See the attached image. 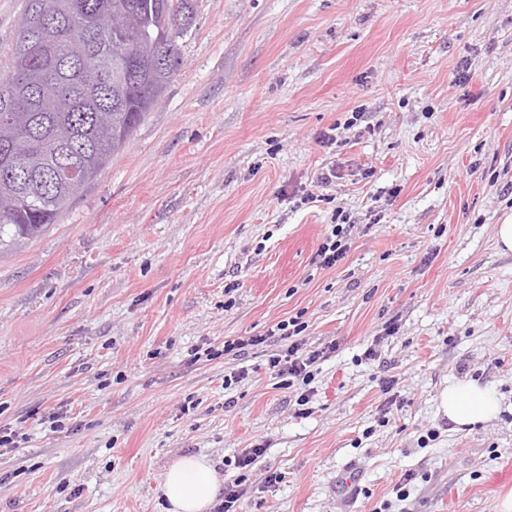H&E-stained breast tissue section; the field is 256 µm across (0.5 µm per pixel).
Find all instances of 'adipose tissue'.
<instances>
[{"mask_svg":"<svg viewBox=\"0 0 512 512\" xmlns=\"http://www.w3.org/2000/svg\"><path fill=\"white\" fill-rule=\"evenodd\" d=\"M440 408L457 425L483 423L494 418L499 402L488 387L473 382H455L441 396ZM160 491L167 512H209L222 491V481L206 457L186 455L165 471Z\"/></svg>","mask_w":512,"mask_h":512,"instance_id":"ef3b65f1","label":"adipose tissue"}]
</instances>
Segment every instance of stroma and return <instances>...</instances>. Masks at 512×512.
<instances>
[{
    "instance_id": "obj_1",
    "label": "stroma",
    "mask_w": 512,
    "mask_h": 512,
    "mask_svg": "<svg viewBox=\"0 0 512 512\" xmlns=\"http://www.w3.org/2000/svg\"><path fill=\"white\" fill-rule=\"evenodd\" d=\"M180 45L124 151L0 257V427L26 435L0 447V512H166L157 487L185 455L241 482L240 512H498L512 0H194ZM339 211L350 248L317 268ZM295 317L308 347H336L304 415L306 386L267 368L280 341L224 352ZM460 380L494 390L496 418L448 421L440 395ZM257 446L252 470L233 466Z\"/></svg>"
}]
</instances>
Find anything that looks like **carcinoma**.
<instances>
[{
  "label": "carcinoma",
  "mask_w": 512,
  "mask_h": 512,
  "mask_svg": "<svg viewBox=\"0 0 512 512\" xmlns=\"http://www.w3.org/2000/svg\"><path fill=\"white\" fill-rule=\"evenodd\" d=\"M132 0H23L12 41L37 25L67 27L51 46L56 97L30 112L15 103L0 111V143L14 156L0 154V255L37 239L69 207V190L61 157L77 166L87 184L112 162L131 139L183 64L178 40L191 22L190 0H137L131 9L129 44L111 31L112 11L130 9ZM83 41L94 60L83 69L71 44ZM42 61L6 55L0 60V91L6 82L42 78ZM111 113L101 126L96 115Z\"/></svg>",
  "instance_id": "obj_1"
}]
</instances>
